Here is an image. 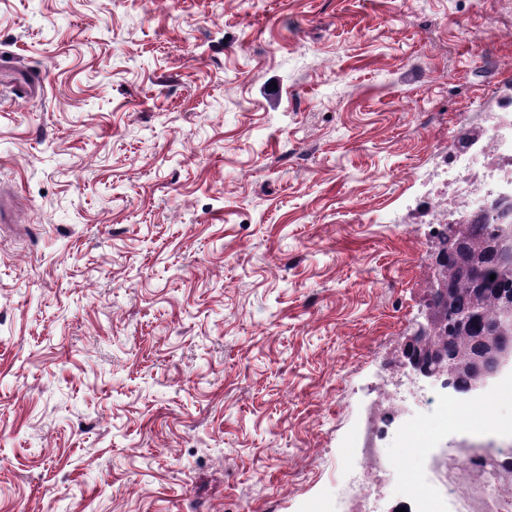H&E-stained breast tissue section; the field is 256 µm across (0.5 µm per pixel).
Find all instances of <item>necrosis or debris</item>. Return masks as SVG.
<instances>
[{
    "instance_id": "4bbe7bcc",
    "label": "necrosis or debris",
    "mask_w": 512,
    "mask_h": 512,
    "mask_svg": "<svg viewBox=\"0 0 512 512\" xmlns=\"http://www.w3.org/2000/svg\"><path fill=\"white\" fill-rule=\"evenodd\" d=\"M479 148L444 156L438 176L429 178L413 217L417 224L462 223L480 218L481 198L503 178L512 179V146L500 140L488 120L466 132ZM512 393L501 387L499 396ZM499 396L484 395L468 414L433 393L421 398L422 413L407 419L400 395L377 396L353 440L355 473L336 495L332 512H374L373 496L383 489L409 500L414 512H512V429ZM406 425L409 458L424 462L426 477L408 476L388 446V436Z\"/></svg>"
}]
</instances>
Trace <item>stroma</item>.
Returning <instances> with one entry per match:
<instances>
[{
	"label": "stroma",
	"mask_w": 512,
	"mask_h": 512,
	"mask_svg": "<svg viewBox=\"0 0 512 512\" xmlns=\"http://www.w3.org/2000/svg\"><path fill=\"white\" fill-rule=\"evenodd\" d=\"M493 58L512 0H0V512H327Z\"/></svg>",
	"instance_id": "35a3bbf8"
}]
</instances>
